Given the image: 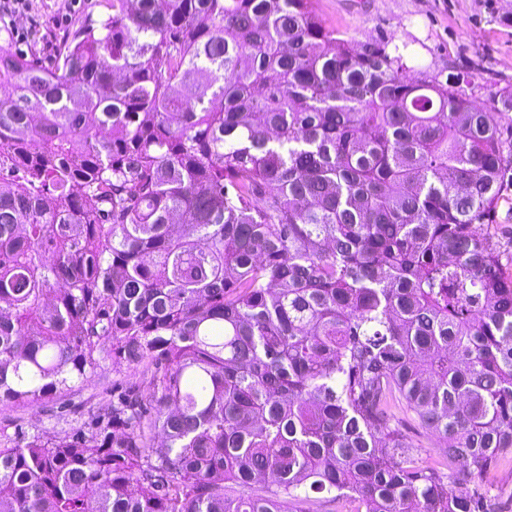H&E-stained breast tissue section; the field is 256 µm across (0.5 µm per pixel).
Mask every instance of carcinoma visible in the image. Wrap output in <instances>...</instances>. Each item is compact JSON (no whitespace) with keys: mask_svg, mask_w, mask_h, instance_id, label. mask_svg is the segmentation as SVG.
I'll return each mask as SVG.
<instances>
[{"mask_svg":"<svg viewBox=\"0 0 512 512\" xmlns=\"http://www.w3.org/2000/svg\"><path fill=\"white\" fill-rule=\"evenodd\" d=\"M137 2L47 63L0 46V405L116 359L152 382L0 422V512H493L512 91L410 81L312 0ZM493 220L489 229L503 255L506 271L512 275V169L507 170ZM396 417L403 424L404 434L415 448H418L419 457L426 461H433L437 458L438 442L433 437L424 435L422 430L417 427L412 412H406L403 407L396 410Z\"/></svg>","mask_w":512,"mask_h":512,"instance_id":"1","label":"carcinoma"}]
</instances>
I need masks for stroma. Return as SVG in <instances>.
Instances as JSON below:
<instances>
[{"label":"stroma","instance_id":"35a3bbf8","mask_svg":"<svg viewBox=\"0 0 512 512\" xmlns=\"http://www.w3.org/2000/svg\"><path fill=\"white\" fill-rule=\"evenodd\" d=\"M323 23L359 41L388 40L404 55L411 74L428 70L468 79L475 102L489 103L512 90V5L504 0H315ZM104 0H0V45L53 57L61 37L104 18ZM490 231L512 274V169L496 203ZM135 385L149 390L147 376L128 365L106 366L64 398L77 406ZM56 401L0 406V420L24 430L53 433L76 426V416L55 419Z\"/></svg>","mask_w":512,"mask_h":512}]
</instances>
